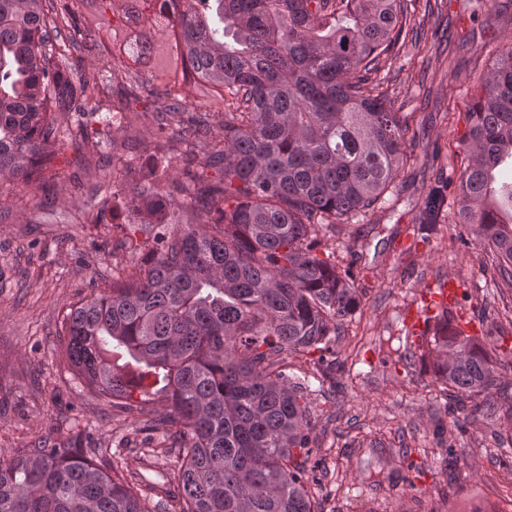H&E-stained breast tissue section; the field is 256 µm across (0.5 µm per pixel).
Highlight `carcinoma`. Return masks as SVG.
Listing matches in <instances>:
<instances>
[{"label": "carcinoma", "instance_id": "obj_1", "mask_svg": "<svg viewBox=\"0 0 512 512\" xmlns=\"http://www.w3.org/2000/svg\"><path fill=\"white\" fill-rule=\"evenodd\" d=\"M95 3L97 13L83 8ZM126 23L165 33L160 45L105 20L114 0H0V176L53 184L54 159L77 132L57 115L128 124L157 104L170 154L130 202L152 235L145 260L112 268L105 288L64 315L63 359L101 398L130 412L166 408L177 449L166 483L180 512H320L307 388L290 357L318 354L362 303L319 256V232L385 202L406 153L405 116L379 91L380 63L407 33L405 0H124ZM78 51L112 58L75 72ZM194 82L204 111L189 109ZM110 95L106 111L87 109ZM468 163L448 186L474 244L512 285V47L499 53L467 113ZM218 171L203 183L196 168ZM444 202L429 193L418 221ZM435 324V382L473 412H504L512 395L486 337ZM128 468L72 447L21 448L0 459V512H162Z\"/></svg>", "mask_w": 512, "mask_h": 512}]
</instances>
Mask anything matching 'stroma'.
I'll list each match as a JSON object with an SVG mask.
<instances>
[{"label": "stroma", "mask_w": 512, "mask_h": 512, "mask_svg": "<svg viewBox=\"0 0 512 512\" xmlns=\"http://www.w3.org/2000/svg\"><path fill=\"white\" fill-rule=\"evenodd\" d=\"M494 0H410L419 37L406 40L381 75L392 109L409 122L406 163L385 210H366L322 229L321 250L352 267L364 288L360 309L333 337L331 379L309 377L312 492L322 512H461L471 497L512 493V424L454 410L429 361L409 356L405 313L433 281L453 280L478 336L500 338L499 376L512 390V287L496 277L494 255L474 244L449 197L438 222L410 235L427 193L458 177L470 111L496 54L512 41V13ZM153 106H138L128 129L100 135L83 127L84 145L67 144L51 191L0 185L15 201L0 215V458L43 443L81 437L87 454L122 461L143 484L161 482L174 454L154 456L166 433L164 407L130 416L83 388L62 360V315L117 262L149 249L132 233L127 190L141 183L163 143ZM101 153L87 145L97 139ZM109 195L103 223L87 200Z\"/></svg>", "instance_id": "stroma-1"}]
</instances>
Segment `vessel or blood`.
Masks as SVG:
<instances>
[{"mask_svg":"<svg viewBox=\"0 0 512 512\" xmlns=\"http://www.w3.org/2000/svg\"><path fill=\"white\" fill-rule=\"evenodd\" d=\"M459 305L460 291L453 282L432 283L423 290L419 303L411 306L408 313L411 342L417 351L427 352L437 317L445 312H453L451 325L455 331L470 333L471 323L460 313Z\"/></svg>","mask_w":512,"mask_h":512,"instance_id":"1","label":"vessel or blood"}]
</instances>
